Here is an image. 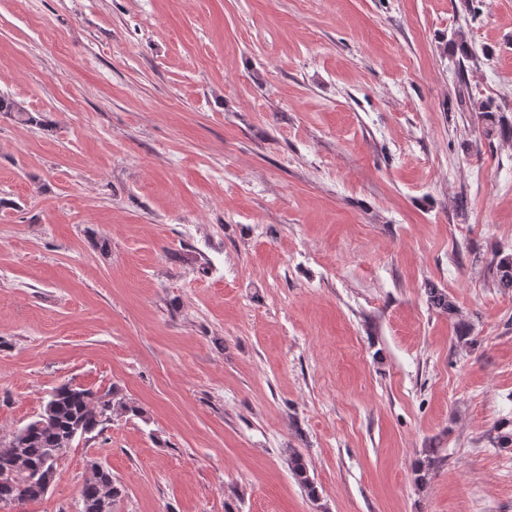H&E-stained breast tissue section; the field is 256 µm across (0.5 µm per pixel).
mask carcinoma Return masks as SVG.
I'll return each mask as SVG.
<instances>
[{
    "label": "carcinoma",
    "instance_id": "obj_1",
    "mask_svg": "<svg viewBox=\"0 0 512 512\" xmlns=\"http://www.w3.org/2000/svg\"><path fill=\"white\" fill-rule=\"evenodd\" d=\"M0 114H15L31 126L46 125L41 113L30 112L21 103L4 95H0ZM491 267L495 269V287L504 293L511 292L512 254L496 253L491 260ZM428 304L450 319L460 316L455 302L439 288L428 289ZM115 412L135 417L143 414L139 406L119 396V388L116 386L105 396L96 398L88 390L71 389L63 385L49 394L44 409L26 425L25 435L12 438L9 447H22L29 468L39 470L52 459L49 449L59 450L66 447L72 426L80 424L85 434L90 435L109 421ZM289 461L294 478L311 499H317L318 492L303 457L294 451L290 454ZM24 482L25 478L22 476L12 483L0 482V508L12 504L19 496Z\"/></svg>",
    "mask_w": 512,
    "mask_h": 512
}]
</instances>
